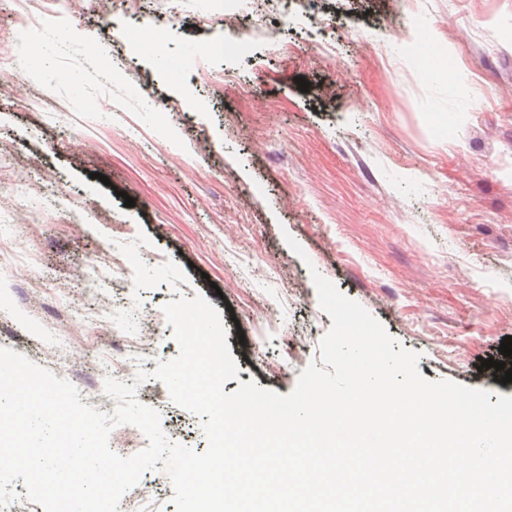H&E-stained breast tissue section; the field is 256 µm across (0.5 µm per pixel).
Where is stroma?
<instances>
[{"label": "stroma", "instance_id": "obj_1", "mask_svg": "<svg viewBox=\"0 0 512 512\" xmlns=\"http://www.w3.org/2000/svg\"><path fill=\"white\" fill-rule=\"evenodd\" d=\"M223 8L0 0V347L110 414L105 369L175 358L162 308L200 294L239 368L224 392L286 395L332 325L316 271L424 378L500 393L480 365L512 336V0ZM136 395L207 450L161 381Z\"/></svg>", "mask_w": 512, "mask_h": 512}]
</instances>
